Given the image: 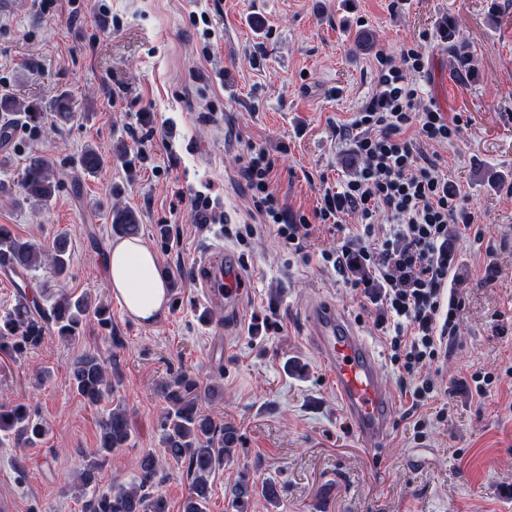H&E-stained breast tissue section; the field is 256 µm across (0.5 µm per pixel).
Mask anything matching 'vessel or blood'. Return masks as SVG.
I'll use <instances>...</instances> for the list:
<instances>
[{
  "instance_id": "obj_1",
  "label": "vessel or blood",
  "mask_w": 512,
  "mask_h": 512,
  "mask_svg": "<svg viewBox=\"0 0 512 512\" xmlns=\"http://www.w3.org/2000/svg\"><path fill=\"white\" fill-rule=\"evenodd\" d=\"M196 278L206 288L210 303L239 306L244 275L231 251L219 248L209 252L197 263ZM306 322L352 429L367 447H385L395 400L369 345L344 313L329 302H313Z\"/></svg>"
}]
</instances>
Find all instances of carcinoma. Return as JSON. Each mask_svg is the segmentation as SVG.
<instances>
[{"mask_svg": "<svg viewBox=\"0 0 512 512\" xmlns=\"http://www.w3.org/2000/svg\"><path fill=\"white\" fill-rule=\"evenodd\" d=\"M40 107L23 105L9 95L0 96L1 113L22 112L28 119L38 118ZM81 170L91 176L101 165V155L93 147L82 150L77 160ZM25 199L37 204L50 200L59 187L55 180L53 161L33 154L25 161L21 178ZM114 231L124 237L139 232L135 214L130 210H116L112 219ZM23 271L43 269L50 280L43 290L35 293L27 285L18 286L15 303L0 315V352L19 357L30 348H36L47 339L56 337L70 341L79 334L88 317L97 318L102 326L109 325L108 310L89 293L74 296L65 292L45 308L43 291L68 276L71 265L69 240L63 233L52 242L42 245L14 234L0 225V265ZM68 382L78 395L95 406L109 391L122 381V373L114 363H107L99 354L88 352L80 357L67 372ZM166 407L160 415L162 444L168 464L188 466L192 481L183 501L182 512H209L211 488L209 478L230 458L239 444L237 428L227 423L219 426L208 414L201 413L199 402L211 401L222 393L220 386H200L196 379L180 372L160 387ZM99 446L84 453L83 468L78 473L80 486L95 485L104 461L119 454L130 437L126 408L118 405L99 423ZM0 432L25 437L29 441L44 436L45 428L39 421L37 407L26 402L0 403ZM163 464L152 454L142 456L137 481L131 486H112L95 494L84 505V512H168L167 499L158 489L157 482ZM275 504L279 491L273 482L261 485L245 479L232 488L233 503L240 505L255 494Z\"/></svg>", "mask_w": 512, "mask_h": 512, "instance_id": "obj_1", "label": "carcinoma"}]
</instances>
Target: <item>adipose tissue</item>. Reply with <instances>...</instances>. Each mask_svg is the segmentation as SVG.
Returning <instances> with one entry per match:
<instances>
[{
    "instance_id": "adipose-tissue-1",
    "label": "adipose tissue",
    "mask_w": 512,
    "mask_h": 512,
    "mask_svg": "<svg viewBox=\"0 0 512 512\" xmlns=\"http://www.w3.org/2000/svg\"><path fill=\"white\" fill-rule=\"evenodd\" d=\"M108 283L136 318L154 320L165 306L166 286L157 272V258L140 239H122L113 244Z\"/></svg>"
}]
</instances>
